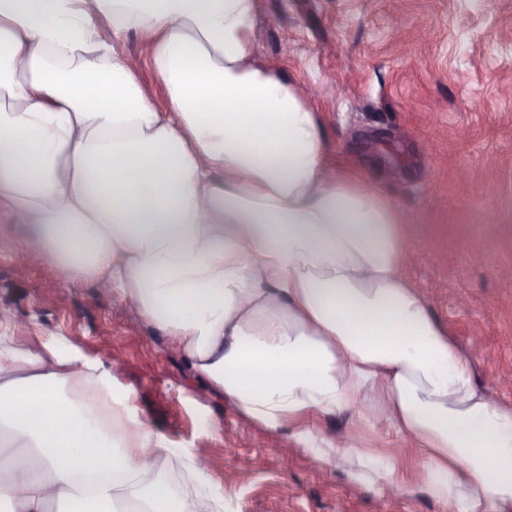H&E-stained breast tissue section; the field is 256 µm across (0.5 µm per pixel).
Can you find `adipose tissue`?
<instances>
[{
	"label": "adipose tissue",
	"instance_id": "obj_1",
	"mask_svg": "<svg viewBox=\"0 0 512 512\" xmlns=\"http://www.w3.org/2000/svg\"><path fill=\"white\" fill-rule=\"evenodd\" d=\"M260 0H0V215L109 286L270 430L354 409L407 436L449 512H512V405L408 277L398 205L333 161L301 85L256 57ZM112 28L101 34V23ZM150 34L167 108L120 41ZM102 361L0 320V512H224L194 451ZM316 457L398 483L363 443Z\"/></svg>",
	"mask_w": 512,
	"mask_h": 512
}]
</instances>
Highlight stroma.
Instances as JSON below:
<instances>
[{
  "label": "stroma",
  "mask_w": 512,
  "mask_h": 512,
  "mask_svg": "<svg viewBox=\"0 0 512 512\" xmlns=\"http://www.w3.org/2000/svg\"><path fill=\"white\" fill-rule=\"evenodd\" d=\"M257 55L295 76L329 151L365 170L408 222L407 274L432 315L471 351L479 385L512 404V0H261ZM142 89L166 108L151 39H123ZM31 226L0 220V309L29 344L103 361L130 408L178 447L209 448L224 512H446L420 481L412 444L348 412L273 432L170 354L166 336L100 284L69 285L16 255ZM357 428L403 487L354 480L318 461L303 430Z\"/></svg>",
  "instance_id": "1"
}]
</instances>
